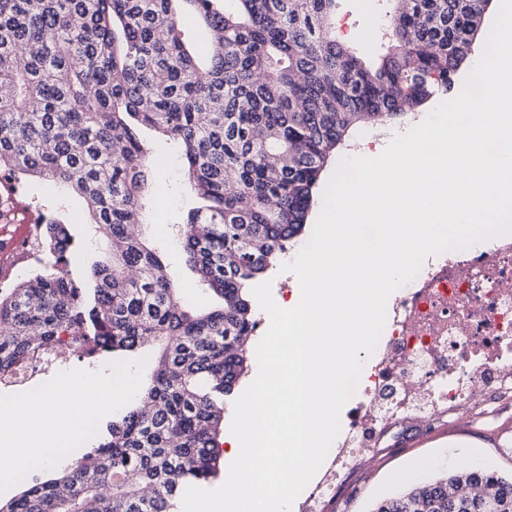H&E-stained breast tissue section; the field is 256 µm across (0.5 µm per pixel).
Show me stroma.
<instances>
[{"label":"stroma","instance_id":"1","mask_svg":"<svg viewBox=\"0 0 512 512\" xmlns=\"http://www.w3.org/2000/svg\"><path fill=\"white\" fill-rule=\"evenodd\" d=\"M389 8L388 0H340L337 37L351 46L360 45L367 32L384 28ZM436 106L432 100L420 114L404 120L375 128L356 126L351 138L362 144L366 157H374L382 140L391 138L397 130L417 125L419 115L430 114ZM145 137L154 161L151 205L145 221L161 244L171 279L182 287L184 301L192 303L201 296L202 286L177 244V228L192 204V196L176 147L150 130ZM17 198L25 204L38 205L40 213L67 224L79 251L71 262L73 274L86 290H93L90 266L105 258L107 247L91 225L75 221L76 211L83 207L81 200L60 197L54 186L39 179L19 183ZM467 466L489 467L512 475V399L503 401L488 417L443 418L411 426L345 474L340 492L328 499L324 512H371L376 501L402 490V483L393 479L400 471H411V481L416 484Z\"/></svg>","mask_w":512,"mask_h":512}]
</instances>
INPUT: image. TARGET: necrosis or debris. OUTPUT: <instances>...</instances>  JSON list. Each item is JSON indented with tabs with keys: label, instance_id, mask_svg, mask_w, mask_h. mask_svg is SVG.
Instances as JSON below:
<instances>
[{
	"label": "necrosis or debris",
	"instance_id": "4bbe7bcc",
	"mask_svg": "<svg viewBox=\"0 0 512 512\" xmlns=\"http://www.w3.org/2000/svg\"><path fill=\"white\" fill-rule=\"evenodd\" d=\"M76 347L73 336L61 334L16 370L0 372V394L42 384ZM479 389L512 397V235L429 256L397 290L336 443L337 473L417 415L469 413L479 405Z\"/></svg>",
	"mask_w": 512,
	"mask_h": 512
}]
</instances>
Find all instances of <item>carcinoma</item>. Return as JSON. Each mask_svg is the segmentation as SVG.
<instances>
[{
  "mask_svg": "<svg viewBox=\"0 0 512 512\" xmlns=\"http://www.w3.org/2000/svg\"><path fill=\"white\" fill-rule=\"evenodd\" d=\"M339 0H0V171L64 184L110 248L93 299L66 225H37L53 263L0 288V370L70 332L90 355L158 343L148 382L96 446L0 512H176L219 472L224 407L248 372L252 288L302 235L328 161L367 118L455 91L483 0H392L354 51ZM209 36L187 46L182 14ZM179 144L200 204L180 229L204 285L190 306L141 233L152 179L141 131ZM151 490L146 495L145 490ZM512 512V477L450 472L373 512Z\"/></svg>",
  "mask_w": 512,
  "mask_h": 512,
  "instance_id": "carcinoma-1",
  "label": "carcinoma"
}]
</instances>
